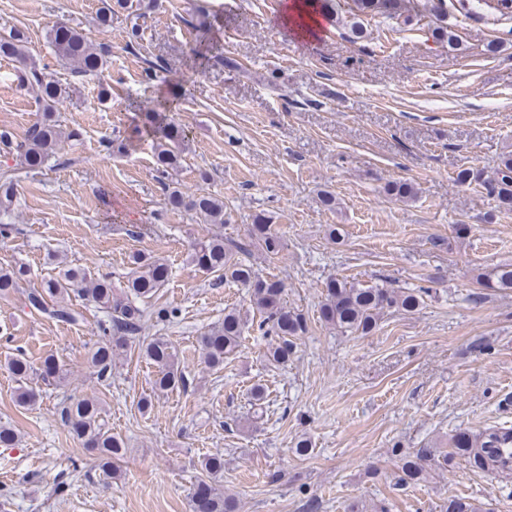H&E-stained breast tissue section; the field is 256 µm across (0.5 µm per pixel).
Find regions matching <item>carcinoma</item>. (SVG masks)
<instances>
[{
  "mask_svg": "<svg viewBox=\"0 0 512 512\" xmlns=\"http://www.w3.org/2000/svg\"><path fill=\"white\" fill-rule=\"evenodd\" d=\"M350 30L361 33L362 21L382 16L391 20L411 22L410 0H347ZM459 11L465 15L480 13L487 8L501 16L509 12L490 3V0H458ZM430 12L437 24L431 29L437 42L448 44L456 50L460 43L457 35L446 23L445 0L431 4ZM49 42L57 60L71 69L76 76L98 75L107 65L103 45H93L77 28L67 23H57L49 32ZM0 57L8 58L18 66L17 81L43 112V119L31 124L15 151L23 167L39 171L55 156L60 144L74 137L64 131L50 118V113L68 98L70 87L54 79L48 66L33 58L27 46V38L20 31L0 38ZM147 108L146 121L137 133L152 139L157 170L165 180L180 169L185 161L184 137L172 123L165 121L161 111ZM462 186H474L487 196L496 199L504 208L512 210V154L502 157L491 175L481 169L466 168L456 175ZM170 209L179 211L188 208L194 211L205 224L224 223V202L206 194L189 196L176 187L165 184ZM387 192L399 199L416 195L415 187L408 181H395L388 185ZM15 193L12 178L0 181V211L8 212ZM251 239L257 241L267 257L280 253L283 243L270 220L263 214L255 216L250 229ZM248 253V244L242 241H224L221 235H211L194 241L190 253L191 261L200 269L227 282L247 290L252 312L232 308L224 313V321L200 337L199 346L205 365L211 369L224 367V361L235 355L242 346L250 315L259 316V330L270 337L264 358L269 362L286 363L294 354L298 336L306 332L303 316L288 309L284 303V284L280 280L259 278L253 266L242 259ZM27 275L20 265L0 268V297L8 296ZM170 277L168 263L156 256L136 252L130 256V268L124 286L116 288L110 276L91 275L84 270L62 268L54 276L44 280L43 287L25 293V305L58 322L73 323L78 313L69 304L71 296L77 295L93 303L105 314L99 327L102 336L90 352L89 364L98 381L105 383L112 377V359L125 351L133 336L141 330L146 311L137 301L152 299L165 287ZM477 281L483 288L512 290V264L498 265L478 273ZM429 289L420 287L407 290L385 286H362L346 279L334 278L326 283L325 297L320 315L325 324L342 333L367 336L379 325L386 312L413 313L424 303ZM144 357L157 368L154 392L164 393L186 385L184 372L179 368L178 353L167 340L155 338L143 349ZM10 370L18 387L19 404L31 405L40 396L39 389L30 382L31 366L19 354L10 363ZM66 376L65 364L54 357L45 359L40 373L41 381L47 385L60 383ZM61 419L70 433L86 448L98 453V466L110 477L116 473L115 466L124 457L126 448L123 439L106 428L101 419V409L92 398L72 399L61 409ZM452 452L442 457L443 463L460 458L474 471L486 474H512V426L504 423L489 425L477 434L459 432L450 439ZM434 460L429 448H419L404 455L400 481H417L423 475L428 462ZM207 478L194 484L192 493L193 512H236V499L221 491L217 476L224 471V459L210 455L202 461Z\"/></svg>",
  "mask_w": 512,
  "mask_h": 512,
  "instance_id": "cac0c4a2",
  "label": "carcinoma"
}]
</instances>
